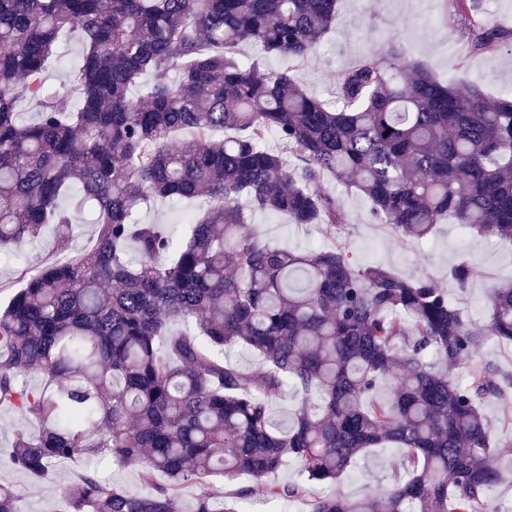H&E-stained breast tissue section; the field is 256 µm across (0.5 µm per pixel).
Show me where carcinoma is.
I'll return each mask as SVG.
<instances>
[{"mask_svg": "<svg viewBox=\"0 0 512 512\" xmlns=\"http://www.w3.org/2000/svg\"><path fill=\"white\" fill-rule=\"evenodd\" d=\"M336 2L0 0V265L47 227L70 238L87 206L96 226L90 249L44 260L0 312V407L39 424L0 458L41 480L109 455L149 488L87 471L58 489L68 512H182L189 484V512H241L255 495L307 512H505L490 493L512 442L494 438L482 406L508 397L512 374L476 356L485 336L512 343V283L489 289L477 328L429 277L271 247L248 224L246 211H269L343 236L330 182L349 178L373 221L403 237L446 218L512 242V94L490 100L373 51L336 73L335 103L308 94L295 64ZM473 28L479 50L512 40ZM76 32L72 88L47 95L41 75ZM244 42L288 67L261 72L237 57ZM26 100L40 107L28 123ZM200 196L208 207L178 245L138 219L151 199ZM473 276L452 269L461 289ZM236 345L261 365L224 358ZM382 383L386 403L372 398ZM288 388L301 402L279 427L269 397ZM383 446L405 466L385 496L316 493ZM290 460L298 480H268ZM241 474L253 485L228 497L224 481ZM18 501L0 478V512Z\"/></svg>", "mask_w": 512, "mask_h": 512, "instance_id": "1", "label": "carcinoma"}]
</instances>
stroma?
Wrapping results in <instances>:
<instances>
[{
    "instance_id": "stroma-1",
    "label": "stroma",
    "mask_w": 512,
    "mask_h": 512,
    "mask_svg": "<svg viewBox=\"0 0 512 512\" xmlns=\"http://www.w3.org/2000/svg\"><path fill=\"white\" fill-rule=\"evenodd\" d=\"M472 42V28L448 9L445 0H339L332 28L319 50L297 66L295 76L304 90L330 101L338 71L364 51L384 52L394 46L443 82L476 83L492 99L512 89V46L504 43L478 51ZM80 52L79 37L61 42L42 75L45 87L67 92ZM335 189L342 221L349 226L345 236L334 238L320 228L295 224L288 216L272 212L250 213L251 225L264 242L275 247L293 251L341 248L358 268L379 264L405 278L430 277L465 319L479 325L485 322L488 288L512 281V246L465 234L459 225L448 223L437 225L429 240H406L391 226L374 223L363 196L342 183ZM204 207L200 198L152 200L143 206L139 218L165 225L172 239L179 241L188 232L187 217ZM94 231V225L83 221L68 240H57L47 232L26 243L18 261L0 266V303H8L47 256L69 259L81 255L92 244ZM462 261L476 269L465 289L458 288L450 275L451 268ZM83 470V462L77 460L57 467L53 476L41 481L14 470L9 476L20 494L22 512H57L62 506L58 487L75 481ZM401 473L398 452L389 447L371 448L343 474L340 486L354 497L368 492L380 495Z\"/></svg>"
}]
</instances>
